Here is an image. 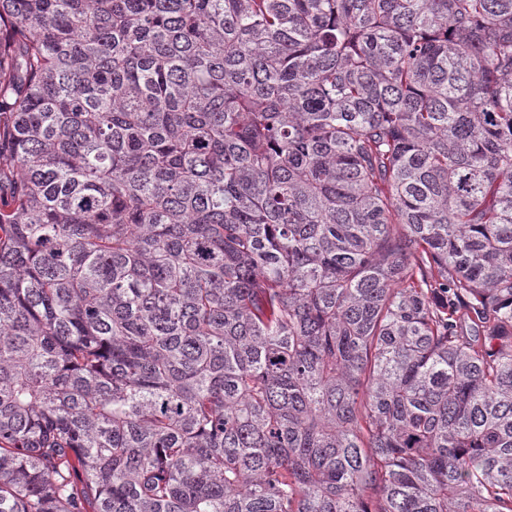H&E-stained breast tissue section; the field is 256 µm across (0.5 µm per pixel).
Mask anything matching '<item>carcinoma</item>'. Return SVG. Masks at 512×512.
Listing matches in <instances>:
<instances>
[{"instance_id": "carcinoma-1", "label": "carcinoma", "mask_w": 512, "mask_h": 512, "mask_svg": "<svg viewBox=\"0 0 512 512\" xmlns=\"http://www.w3.org/2000/svg\"><path fill=\"white\" fill-rule=\"evenodd\" d=\"M1 103L0 512H512V0H0Z\"/></svg>"}]
</instances>
